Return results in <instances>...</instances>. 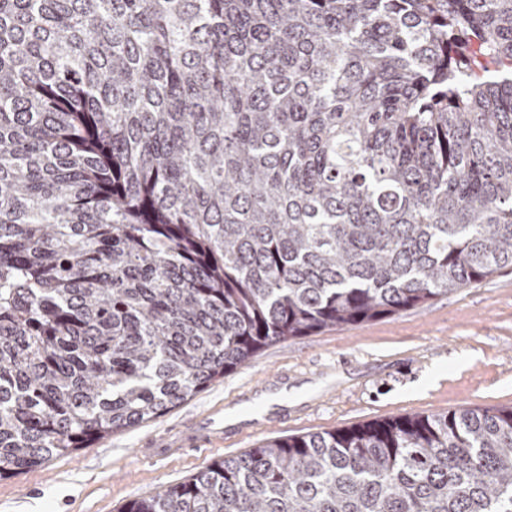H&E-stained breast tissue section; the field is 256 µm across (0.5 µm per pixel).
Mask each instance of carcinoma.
Masks as SVG:
<instances>
[{
	"label": "carcinoma",
	"mask_w": 512,
	"mask_h": 512,
	"mask_svg": "<svg viewBox=\"0 0 512 512\" xmlns=\"http://www.w3.org/2000/svg\"><path fill=\"white\" fill-rule=\"evenodd\" d=\"M505 267L512 0H0V479ZM120 512H512V407L271 437Z\"/></svg>",
	"instance_id": "cac0c4a2"
}]
</instances>
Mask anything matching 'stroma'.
<instances>
[{"label":"stroma","mask_w":512,"mask_h":512,"mask_svg":"<svg viewBox=\"0 0 512 512\" xmlns=\"http://www.w3.org/2000/svg\"><path fill=\"white\" fill-rule=\"evenodd\" d=\"M512 406V268L413 309L266 348L162 416L0 479V512H119L274 436Z\"/></svg>","instance_id":"stroma-1"}]
</instances>
